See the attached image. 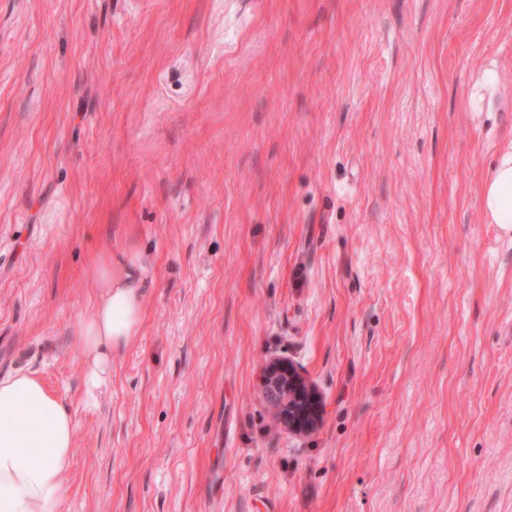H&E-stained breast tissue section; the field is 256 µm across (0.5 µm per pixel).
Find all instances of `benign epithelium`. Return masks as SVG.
<instances>
[{"label": "benign epithelium", "instance_id": "benign-epithelium-1", "mask_svg": "<svg viewBox=\"0 0 512 512\" xmlns=\"http://www.w3.org/2000/svg\"><path fill=\"white\" fill-rule=\"evenodd\" d=\"M261 383L265 398L289 431L307 434L318 426L323 414L321 399L296 366L272 359L263 370Z\"/></svg>", "mask_w": 512, "mask_h": 512}]
</instances>
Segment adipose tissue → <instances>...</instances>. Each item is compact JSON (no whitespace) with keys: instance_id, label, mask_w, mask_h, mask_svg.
I'll return each mask as SVG.
<instances>
[{"instance_id":"obj_1","label":"adipose tissue","mask_w":512,"mask_h":512,"mask_svg":"<svg viewBox=\"0 0 512 512\" xmlns=\"http://www.w3.org/2000/svg\"><path fill=\"white\" fill-rule=\"evenodd\" d=\"M489 223L512 235V143L496 156L481 189ZM100 293L91 318L80 320L72 341L85 361V388L95 393L144 320L147 268L136 257L103 256L93 267ZM76 419L35 374L0 377V512H61L63 476L70 469Z\"/></svg>"}]
</instances>
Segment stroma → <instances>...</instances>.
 <instances>
[{
    "label": "stroma",
    "mask_w": 512,
    "mask_h": 512,
    "mask_svg": "<svg viewBox=\"0 0 512 512\" xmlns=\"http://www.w3.org/2000/svg\"><path fill=\"white\" fill-rule=\"evenodd\" d=\"M511 143L512 0H0V375L75 414L62 512H512ZM107 253L149 281L90 400ZM481 208L490 224L512 235V143L497 153L482 184ZM261 383L265 398L289 431L307 434L318 426L323 414L321 399L296 366L271 359L263 370Z\"/></svg>",
    "instance_id": "stroma-1"
}]
</instances>
